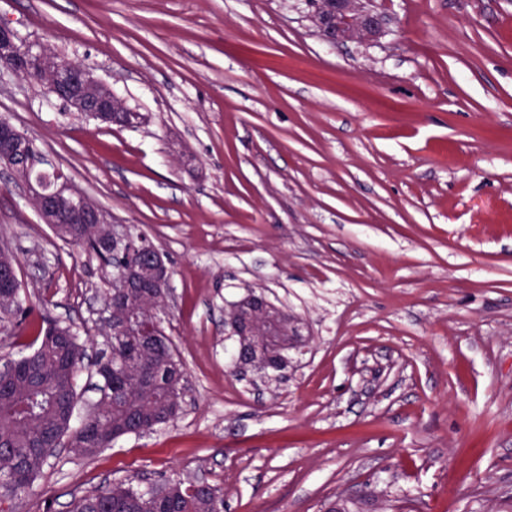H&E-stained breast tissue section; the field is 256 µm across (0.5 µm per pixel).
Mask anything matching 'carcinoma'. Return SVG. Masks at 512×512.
<instances>
[{"label":"carcinoma","mask_w":512,"mask_h":512,"mask_svg":"<svg viewBox=\"0 0 512 512\" xmlns=\"http://www.w3.org/2000/svg\"><path fill=\"white\" fill-rule=\"evenodd\" d=\"M32 154L30 143L0 164L19 171ZM50 225L53 234L97 260L109 275L103 303L112 305V324L98 330L108 349L100 358L87 353L70 325L53 320L47 308L21 296L18 261L0 248V323L34 333L31 351L0 372V498H13L33 489L58 449L77 458L92 459L122 438L142 436L178 418L189 380L167 334L159 312L167 288L155 287L142 275L144 287L127 292L121 274L136 263L153 241L127 228L128 244L105 251L102 224H67L63 217ZM270 315L254 319L251 335L239 345L264 343V353L277 365L288 360L295 340L293 319L279 320L271 335ZM97 378L100 398L83 400V377ZM71 512H224L217 487L199 481L161 478L146 491L139 478L128 477L93 493L77 496Z\"/></svg>","instance_id":"carcinoma-1"}]
</instances>
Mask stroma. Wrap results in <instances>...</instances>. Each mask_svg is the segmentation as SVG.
I'll use <instances>...</instances> for the list:
<instances>
[{
    "label": "stroma",
    "instance_id": "stroma-1",
    "mask_svg": "<svg viewBox=\"0 0 512 512\" xmlns=\"http://www.w3.org/2000/svg\"><path fill=\"white\" fill-rule=\"evenodd\" d=\"M369 42L306 0H0L144 116L72 114L0 71V117L163 253L189 389L173 423L88 461L59 450L5 512H70L140 474L224 512H512V0H376ZM0 239L28 299L95 334L106 275L0 166ZM295 318L288 375L241 376L247 289Z\"/></svg>",
    "mask_w": 512,
    "mask_h": 512
}]
</instances>
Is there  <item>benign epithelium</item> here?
Here are the masks:
<instances>
[{"label": "benign epithelium", "instance_id": "obj_1", "mask_svg": "<svg viewBox=\"0 0 512 512\" xmlns=\"http://www.w3.org/2000/svg\"><path fill=\"white\" fill-rule=\"evenodd\" d=\"M315 31L326 41H370L384 34L382 15L372 0H327V6L310 14ZM37 64L51 77L46 94L69 109L98 121L112 120L126 115L123 122L136 125L139 115L112 95V88L96 78L88 69L74 71L62 64L55 54L42 44L29 46L10 28L0 26V67L18 72ZM40 156L27 165V175L21 178L31 196L40 201V213H66L78 224H110L107 214L88 203L86 196L75 189L67 179L48 181L46 172L39 168ZM144 257L154 266L158 277L170 281L169 271L160 253L147 250ZM236 313L224 317V334L230 337L248 336L253 319L271 311L274 305L262 292L249 291L238 300Z\"/></svg>", "mask_w": 512, "mask_h": 512}]
</instances>
